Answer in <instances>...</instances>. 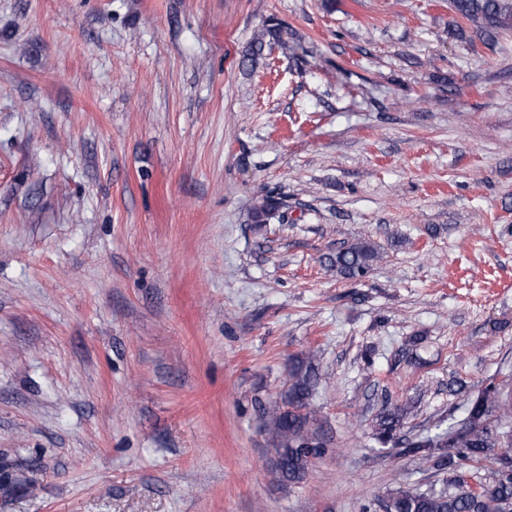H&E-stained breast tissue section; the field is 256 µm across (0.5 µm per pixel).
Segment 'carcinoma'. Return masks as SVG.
I'll list each match as a JSON object with an SVG mask.
<instances>
[{
    "mask_svg": "<svg viewBox=\"0 0 512 512\" xmlns=\"http://www.w3.org/2000/svg\"><path fill=\"white\" fill-rule=\"evenodd\" d=\"M455 13L475 27V38L468 40L470 49L475 41L485 46L498 43V37L512 30V0H452ZM287 31L275 23L250 43L245 58L261 54L265 37H270L288 54L294 46L284 38ZM282 199L269 195L252 209V222L267 224L275 219L282 223ZM382 259L378 249L367 241H359L327 257L328 266L348 280L367 276L374 264ZM318 385L314 355H296L288 361V386L274 403L262 407L264 429L274 448V469L280 479L289 484L301 483L313 460L321 457L328 442L311 399ZM505 385H491L471 401L467 422L462 427L450 423L444 431L436 433L425 443L408 442L402 448L404 455H416L423 447L454 448L453 454H443L435 461L438 470L450 473L446 488L439 491L417 492L400 486L382 503L384 512H512V456L494 454L501 445L498 427L490 420L492 413L507 418L512 406L503 400ZM401 407L388 404L378 417L377 439L388 443L401 427ZM494 458L497 469L492 476L475 483L466 479L461 471L466 462H479Z\"/></svg>",
    "mask_w": 512,
    "mask_h": 512,
    "instance_id": "carcinoma-1",
    "label": "carcinoma"
}]
</instances>
